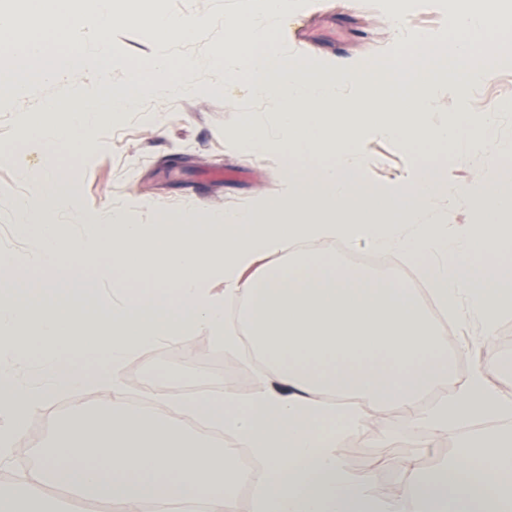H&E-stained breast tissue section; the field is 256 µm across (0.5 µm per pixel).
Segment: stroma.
<instances>
[{
	"label": "stroma",
	"mask_w": 512,
	"mask_h": 512,
	"mask_svg": "<svg viewBox=\"0 0 512 512\" xmlns=\"http://www.w3.org/2000/svg\"><path fill=\"white\" fill-rule=\"evenodd\" d=\"M147 13L171 17H198L203 27L178 42L168 44V54L179 60H194L198 66L193 81L198 85L222 86V93L170 95L154 103L162 120H152L144 112L105 113L94 129L96 137L108 144L106 150L84 155L77 152L71 138L33 149L22 125L24 117L39 113L53 102L72 111L78 86L97 80L94 66H86L78 79H51L29 88L22 97L0 101V235L21 240L23 251L34 243L22 237L17 228L16 203L31 195L32 185L18 171V161L38 166L42 153L55 158V175L77 173L79 195L87 214L110 205H133L134 221L153 222L156 211L176 214L188 209L221 212L243 207L253 198H276L290 170L312 169L322 162L316 154L276 155L244 152L229 144L225 135L243 127L246 121L262 120L267 127L277 121L278 105L265 93L243 80L226 79L222 68L210 59L225 49L224 18L241 12L245 0H144ZM390 0H300L288 16L270 21L269 30L290 56L320 68L340 63L361 65L408 51L386 25ZM450 0H410L409 22L428 31L450 28ZM159 38L146 24L122 22L112 28V47L126 59L148 61L157 50ZM512 94V74L492 72L489 78L468 87L439 83L432 94L429 110L434 124L447 121L449 114L465 116L475 106L492 109L501 96ZM357 149L361 165L359 181L386 191L413 180L426 170L434 171L444 182L434 203L442 223L469 224L473 209L469 197L455 193L458 185L478 186L489 152L476 143L471 127H464L456 142L433 149L423 138L400 144L376 131L363 132ZM236 168L242 176L222 184L197 180L192 172L205 168ZM214 344L208 333L198 330L175 342L156 345L128 359L122 374V390L132 393L151 387L166 394L164 408L180 409L181 398L190 393L226 391L237 396L259 390L267 379L264 370L242 355H224L221 365L209 363L207 354ZM79 406L92 414L107 411L105 395L84 388L53 400L51 409L34 413L25 426L26 434L48 432L57 408ZM426 433L403 426L395 411L368 418L348 447L363 445L375 449L386 468L401 464L404 458L435 461L441 447H423Z\"/></svg>",
	"instance_id": "1"
}]
</instances>
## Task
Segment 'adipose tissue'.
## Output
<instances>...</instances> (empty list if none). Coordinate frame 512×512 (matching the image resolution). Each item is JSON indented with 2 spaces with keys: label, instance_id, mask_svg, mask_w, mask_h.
Instances as JSON below:
<instances>
[{
  "label": "adipose tissue",
  "instance_id": "obj_1",
  "mask_svg": "<svg viewBox=\"0 0 512 512\" xmlns=\"http://www.w3.org/2000/svg\"><path fill=\"white\" fill-rule=\"evenodd\" d=\"M294 8L295 0H250L224 26L261 43L266 18ZM493 68L459 38L438 64H420L408 77L387 60L317 71L275 45L254 83L276 99L277 131L250 121L237 142L265 153L294 148L334 159L312 173L290 171L277 199L224 213L186 210L162 224H138L127 209L109 207L80 235L20 200L19 229L38 249L1 253L0 269L75 283L121 270L161 285L158 294L124 292L91 309L46 288H17L0 299V357L34 358L45 375L43 385L33 386L0 371V414L10 420L0 427L1 448L21 440L28 418L59 394L95 385L113 395L106 416L76 409L56 417L58 436L40 448L28 491L70 488L109 499L121 512H163L173 501L184 512L199 504L204 512H235L240 474L233 449L214 448L164 411L131 409L121 378L140 349L203 329L234 354L244 329L269 373L267 384L245 401L232 393L192 395L182 410L262 462L250 512H512V434L479 446L461 437L474 422L512 412V402L489 385L488 367H475L451 395L423 405L427 394L446 386L449 360L448 340L419 294L309 248L365 240L379 251H405L428 277L434 306L451 310L466 296L478 341L491 346L500 316L512 310V272L500 260L512 225L495 221L512 213V169H502L495 192L473 193L475 219L459 234L428 217L443 190L436 176L422 175L382 200L354 174L356 143L367 128L396 139L422 134L434 145L453 141V123L433 125L428 110L437 81L480 80ZM379 85L411 111V126L355 108L354 99L368 100ZM343 86L354 87L355 96L341 95ZM21 175L58 209L82 212L76 188L55 180L51 158ZM286 252L292 260L259 267V260ZM65 349L102 353L106 363L87 370L64 360ZM347 394L356 404H339ZM370 409L397 410L402 425L452 439L447 464L431 471L402 467L398 494H380V469L353 470L342 455Z\"/></svg>",
  "mask_w": 512,
  "mask_h": 512
}]
</instances>
